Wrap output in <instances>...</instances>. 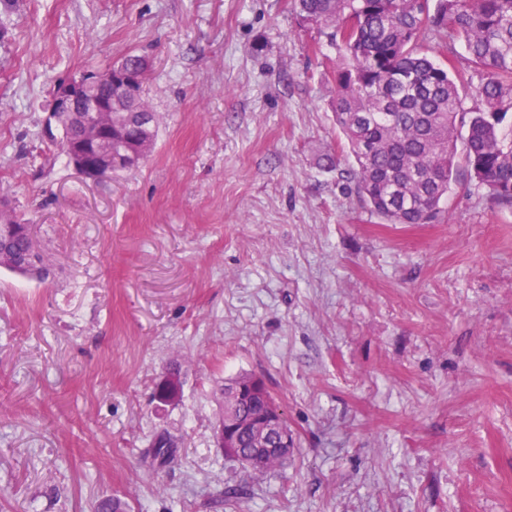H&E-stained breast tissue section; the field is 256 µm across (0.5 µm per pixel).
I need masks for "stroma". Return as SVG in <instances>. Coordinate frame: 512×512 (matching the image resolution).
Wrapping results in <instances>:
<instances>
[{
    "mask_svg": "<svg viewBox=\"0 0 512 512\" xmlns=\"http://www.w3.org/2000/svg\"><path fill=\"white\" fill-rule=\"evenodd\" d=\"M130 52L156 145L85 178L51 93ZM340 62L293 0L0 5V196L48 271L0 269V512H512V211L463 166L439 223L363 209L349 161L318 164ZM240 372L288 421L284 470L215 445Z\"/></svg>",
    "mask_w": 512,
    "mask_h": 512,
    "instance_id": "obj_1",
    "label": "stroma"
}]
</instances>
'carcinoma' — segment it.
<instances>
[{
    "instance_id": "cac0c4a2",
    "label": "carcinoma",
    "mask_w": 512,
    "mask_h": 512,
    "mask_svg": "<svg viewBox=\"0 0 512 512\" xmlns=\"http://www.w3.org/2000/svg\"><path fill=\"white\" fill-rule=\"evenodd\" d=\"M302 25L326 32L344 56L333 76V111L355 166L351 176L362 205L388 224H430L456 181L457 140L464 143L469 174L485 186L494 203L512 211V0H294ZM462 40L472 71L482 76L478 112L461 111L459 86L465 71L438 62L422 49L433 42L443 53ZM146 56L125 55L112 64V172L128 170L132 153L145 157L157 136L156 115L148 109L144 83ZM56 149L79 145L80 128L70 124ZM252 408L224 399V425L233 426ZM264 433L240 436V453L225 457L255 475L283 467L288 460L259 453ZM177 445L162 435L153 446L161 466L176 459Z\"/></svg>"
}]
</instances>
